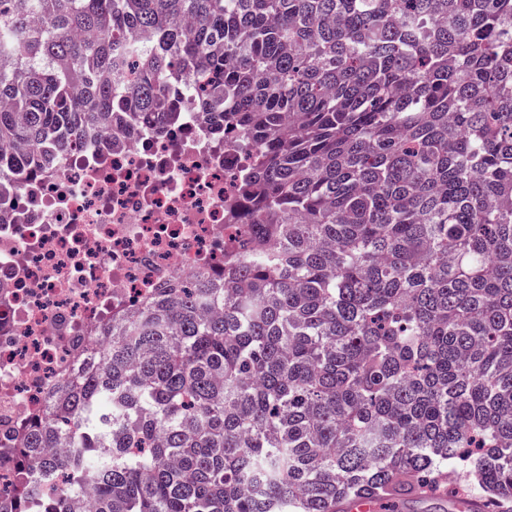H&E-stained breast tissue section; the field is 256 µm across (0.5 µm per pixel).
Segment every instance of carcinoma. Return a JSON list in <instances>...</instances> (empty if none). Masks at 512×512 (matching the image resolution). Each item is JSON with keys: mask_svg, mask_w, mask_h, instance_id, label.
<instances>
[{"mask_svg": "<svg viewBox=\"0 0 512 512\" xmlns=\"http://www.w3.org/2000/svg\"><path fill=\"white\" fill-rule=\"evenodd\" d=\"M255 145L224 276L96 329L0 512L512 504V0H0L13 167L176 112ZM455 487V485L448 486L443 495V501H410L405 504V508L400 509V512H472L463 508V503L472 499L456 494Z\"/></svg>", "mask_w": 512, "mask_h": 512, "instance_id": "obj_1", "label": "carcinoma"}]
</instances>
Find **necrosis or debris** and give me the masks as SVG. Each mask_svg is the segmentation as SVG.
<instances>
[{
  "label": "necrosis or debris",
  "instance_id": "1",
  "mask_svg": "<svg viewBox=\"0 0 512 512\" xmlns=\"http://www.w3.org/2000/svg\"><path fill=\"white\" fill-rule=\"evenodd\" d=\"M178 112L166 133L154 119L56 153L0 197V439L42 408L113 314L223 273L250 152L242 134L202 128L189 99Z\"/></svg>",
  "mask_w": 512,
  "mask_h": 512
}]
</instances>
